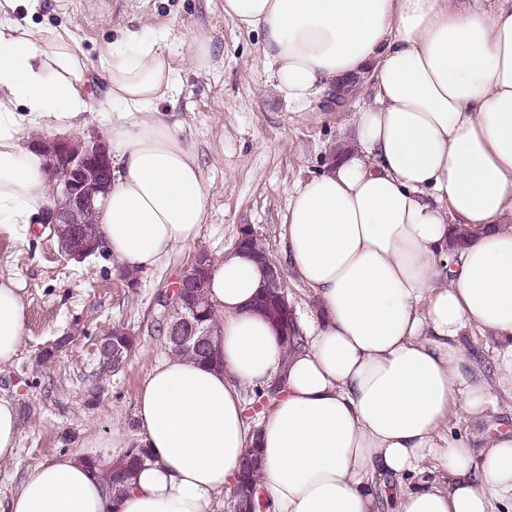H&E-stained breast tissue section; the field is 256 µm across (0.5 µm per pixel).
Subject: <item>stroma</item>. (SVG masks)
Instances as JSON below:
<instances>
[{"mask_svg": "<svg viewBox=\"0 0 512 512\" xmlns=\"http://www.w3.org/2000/svg\"><path fill=\"white\" fill-rule=\"evenodd\" d=\"M12 17L37 30H67L95 68L121 33L166 35L179 92L160 109L180 120L209 201L195 248L176 249L143 270L134 292L109 256L78 262L61 251L49 227L0 224V276L16 280L25 303L23 341L13 363L0 367V395L29 409L15 457L0 464V499L45 458L110 437L116 428L132 431L141 385L166 354L150 333L162 312L160 295L171 290L196 249L220 258L246 224L264 234L270 255L279 258L277 232L290 190L322 170L348 133L352 113L368 100L358 89L338 108L288 111L271 96L261 35L225 20L222 0H112L108 15L84 0H19ZM202 25L211 27L217 52L214 66L199 71L190 60V42ZM115 324L131 328L137 344L118 372L98 381L96 339ZM52 346V361L40 364L41 352ZM95 386L100 397L86 406Z\"/></svg>", "mask_w": 512, "mask_h": 512, "instance_id": "1", "label": "stroma"}]
</instances>
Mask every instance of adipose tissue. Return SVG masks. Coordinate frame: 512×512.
Returning <instances> with one entry per match:
<instances>
[{
  "mask_svg": "<svg viewBox=\"0 0 512 512\" xmlns=\"http://www.w3.org/2000/svg\"><path fill=\"white\" fill-rule=\"evenodd\" d=\"M262 32L268 83L304 113L351 83L372 100L352 147L300 182L279 227L301 338L286 351L253 308L265 272L229 251L212 263L217 361L176 356L148 372L132 435L113 430L25 473L0 512H216L250 448L266 512H381L380 479L411 477L395 512L512 506V431L482 447L450 430L497 393L464 344L501 341L512 379V0H223ZM164 35L130 33L92 70L55 30L0 17V223L55 205L46 155L24 131L66 130L101 95L112 187L96 221L113 265L144 270L193 244L209 190L192 147L158 106L176 91ZM470 233L448 245L451 227ZM24 302L0 277V365L17 356ZM269 398L258 420L247 396ZM150 458L126 494L107 476L126 438ZM438 464L421 476L427 459Z\"/></svg>",
  "mask_w": 512,
  "mask_h": 512,
  "instance_id": "ef3b65f1",
  "label": "adipose tissue"
}]
</instances>
